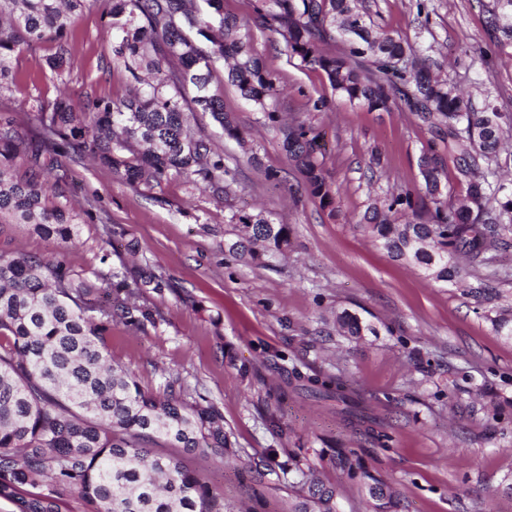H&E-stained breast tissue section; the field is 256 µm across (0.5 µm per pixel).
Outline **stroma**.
I'll return each mask as SVG.
<instances>
[{"label": "stroma", "instance_id": "stroma-1", "mask_svg": "<svg viewBox=\"0 0 512 512\" xmlns=\"http://www.w3.org/2000/svg\"><path fill=\"white\" fill-rule=\"evenodd\" d=\"M429 22L416 21V0H377L378 22L416 47L427 48L435 72L468 95L474 108L493 102L512 119V41L491 35L494 0H425ZM104 5L90 0L75 31L76 57L57 74L49 43L15 57V84L0 89V113L11 112L21 133L34 115L19 100L122 93L126 76L110 72L112 44L102 37ZM224 12L247 23L264 66L277 74L285 103L281 118L308 119L324 133L325 167L337 189L335 212L310 195L259 112L232 87L224 110L247 144L221 139L234 193L218 202L211 190L172 180L148 188L123 183L109 167L71 166L75 206L98 199L102 221L80 227L68 258L97 268L99 248L113 262L163 275L169 286L150 294L157 321L115 325L107 343L116 362L164 390L179 377L189 396L215 403L230 432L233 454L187 455L183 461L230 512H287L288 486L308 475L337 487L342 512H366L364 499L329 461L332 448L354 449L398 492L406 512H512V342L494 334L457 288H437L410 266L387 257L361 219L392 189L421 194L418 160L439 139L398 108L368 110L334 95L325 74L289 57L283 43L253 13L252 0H224ZM327 98L325 112L309 100ZM252 147L258 165L243 159ZM381 164L371 167L372 152ZM266 168L284 176L278 188ZM272 211L293 228L285 257L260 267L229 256L230 208ZM120 225L122 234L112 231ZM56 242L23 224H0V253L50 258ZM357 314L371 330L356 341L336 333V316ZM247 364L248 375L238 371ZM348 380L356 398L392 436L382 448L348 424L335 401L315 398L290 375ZM303 473L281 467L291 452ZM268 476L255 483L250 467Z\"/></svg>", "mask_w": 512, "mask_h": 512}]
</instances>
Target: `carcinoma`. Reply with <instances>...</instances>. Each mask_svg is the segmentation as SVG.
I'll return each mask as SVG.
<instances>
[{
  "label": "carcinoma",
  "instance_id": "cac0c4a2",
  "mask_svg": "<svg viewBox=\"0 0 512 512\" xmlns=\"http://www.w3.org/2000/svg\"><path fill=\"white\" fill-rule=\"evenodd\" d=\"M88 0H0V88L16 82L14 55L36 42L56 52L48 65L59 71L72 57L71 31ZM112 36V69L127 74L125 91L94 97L82 106L67 98L44 99L32 135L0 119V223L26 224L65 247L80 225L97 218L92 203L76 210L66 192L63 159H97L129 185L181 180L204 184L218 200L229 196L224 149L207 134L188 133L189 115L210 116L222 134L245 143L224 112V93L212 88L220 71L242 99L277 131L281 149L303 175L311 196L335 211L336 193L324 167L322 134L312 124L281 123L278 77L266 69L245 24L224 14L223 0H102ZM254 11L285 51L322 70L332 91L370 110L402 106L415 122L441 137L467 183V200L443 198L448 181L443 159L421 154L424 194L391 190L364 214L363 223L387 255L412 265L434 284L456 287L484 310L500 298L481 273L486 254L508 242L512 194L494 186L500 145L512 135L504 115L488 103L480 112L447 80L426 66L428 57L396 32L379 28L364 0H253ZM493 30L512 40V0H495ZM342 39L347 51L331 56L322 46ZM153 73L139 86L138 70ZM141 154L128 156L133 146ZM26 158L19 175L18 156ZM228 254L260 266L283 257L290 226L264 211H230ZM101 268L78 269L61 253L52 259L0 255V501L13 512H63L80 502L83 512H226L224 497L174 456L147 443L162 439L186 455L222 453L232 447L218 407L188 398L179 377L164 392L112 362L106 336L121 322L140 328L156 323L147 294L166 287L153 272L129 280L112 252L96 255ZM493 331L512 341V307L485 314ZM338 335L359 338L369 330L346 310L336 317ZM320 399L345 405L346 418L385 445L387 432L369 425L368 412L345 382L304 376ZM336 468L365 496L370 512H404L401 499L360 457L336 449ZM288 512H341L339 492L310 481L293 491Z\"/></svg>",
  "mask_w": 512,
  "mask_h": 512
}]
</instances>
